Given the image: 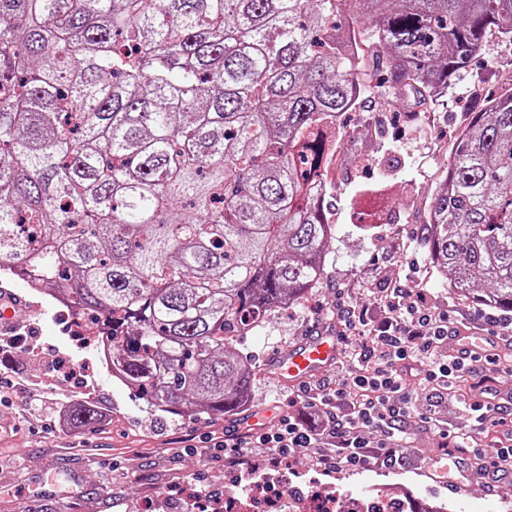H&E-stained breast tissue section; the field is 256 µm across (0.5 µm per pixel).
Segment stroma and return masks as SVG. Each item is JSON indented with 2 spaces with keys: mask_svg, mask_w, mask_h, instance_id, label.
Instances as JSON below:
<instances>
[{
  "mask_svg": "<svg viewBox=\"0 0 512 512\" xmlns=\"http://www.w3.org/2000/svg\"><path fill=\"white\" fill-rule=\"evenodd\" d=\"M512 90V41L490 33L480 57L452 78L446 93L419 106L400 96L384 107L381 96L364 102L355 128L342 132L336 175L328 186L336 234L322 278L297 306L272 314L246 337L258 371L252 402L221 420L160 417L138 393L112 380L95 348L72 335V316L17 280L0 274V290L24 308L23 347L0 376H24L39 393L63 400L82 397L102 414L90 429L60 427L51 410L34 409L28 391L0 388V512H165L197 489L210 497L233 490L235 467L224 442L246 420L277 427L297 412L293 390L265 374L275 355L332 319L341 305L370 306L368 289L401 280L424 306L448 310L466 327L467 344L491 349L512 334V312L478 307L449 295L430 262L423 237L435 187L448 165L455 138L472 112ZM392 467H340L326 473L306 453L281 459L289 484L312 489L329 481L343 490L372 487L390 478L416 494L455 497L461 512H512V473L476 470L459 448H404Z\"/></svg>",
  "mask_w": 512,
  "mask_h": 512,
  "instance_id": "obj_1",
  "label": "stroma"
}]
</instances>
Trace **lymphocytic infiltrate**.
Masks as SVG:
<instances>
[{
  "label": "lymphocytic infiltrate",
  "instance_id": "1",
  "mask_svg": "<svg viewBox=\"0 0 512 512\" xmlns=\"http://www.w3.org/2000/svg\"><path fill=\"white\" fill-rule=\"evenodd\" d=\"M340 332L372 335L361 349L343 347L331 380L306 383L296 392L312 413L303 418L282 416L276 429L251 428L224 447V456L240 463L237 485L254 489L267 485L260 460L271 453L318 449L317 465L336 467L396 464L397 449L407 447L408 428L415 414L409 385L430 393L445 390L451 380L479 374L463 395L447 394L428 403L424 418L426 436L446 446L455 435L448 429V408L465 412L476 430L473 454L485 455L478 434L490 415L502 413L499 387L507 357L512 356V336L502 337L494 353L479 356L448 351L451 321L447 312L423 307L412 299L400 281L374 294L373 308L356 311L344 307L336 315Z\"/></svg>",
  "mask_w": 512,
  "mask_h": 512
}]
</instances>
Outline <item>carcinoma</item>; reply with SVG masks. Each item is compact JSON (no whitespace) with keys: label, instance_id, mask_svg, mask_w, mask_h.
Instances as JSON below:
<instances>
[{"label":"carcinoma","instance_id":"1","mask_svg":"<svg viewBox=\"0 0 512 512\" xmlns=\"http://www.w3.org/2000/svg\"><path fill=\"white\" fill-rule=\"evenodd\" d=\"M347 4L0 0V271L77 304L152 409L249 403L239 338L322 277L326 171L365 91L336 37ZM350 4L346 30L421 101L490 31L512 41V0ZM424 234L451 293L512 311V92L455 139Z\"/></svg>","mask_w":512,"mask_h":512}]
</instances>
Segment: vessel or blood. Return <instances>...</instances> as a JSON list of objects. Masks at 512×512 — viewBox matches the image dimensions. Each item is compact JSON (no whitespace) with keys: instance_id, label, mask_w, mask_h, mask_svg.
Returning a JSON list of instances; mask_svg holds the SVG:
<instances>
[{"instance_id":"obj_1","label":"vessel or blood","mask_w":512,"mask_h":512,"mask_svg":"<svg viewBox=\"0 0 512 512\" xmlns=\"http://www.w3.org/2000/svg\"><path fill=\"white\" fill-rule=\"evenodd\" d=\"M340 339L333 329L325 328L280 352L268 364L282 382L296 385L333 364Z\"/></svg>"}]
</instances>
